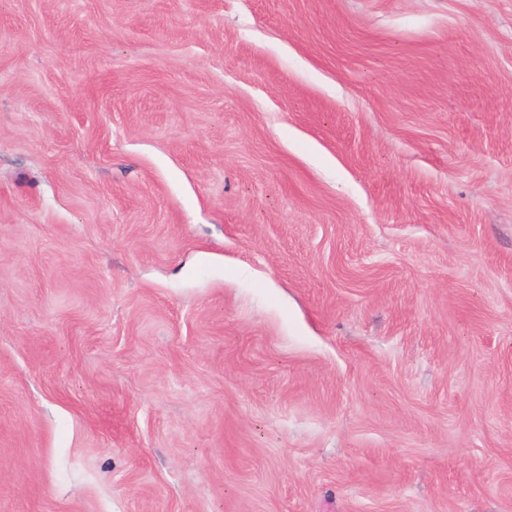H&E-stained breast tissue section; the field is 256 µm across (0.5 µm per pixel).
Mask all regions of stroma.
Listing matches in <instances>:
<instances>
[{
    "mask_svg": "<svg viewBox=\"0 0 512 512\" xmlns=\"http://www.w3.org/2000/svg\"><path fill=\"white\" fill-rule=\"evenodd\" d=\"M0 512H512V0H0Z\"/></svg>",
    "mask_w": 512,
    "mask_h": 512,
    "instance_id": "1",
    "label": "stroma"
}]
</instances>
